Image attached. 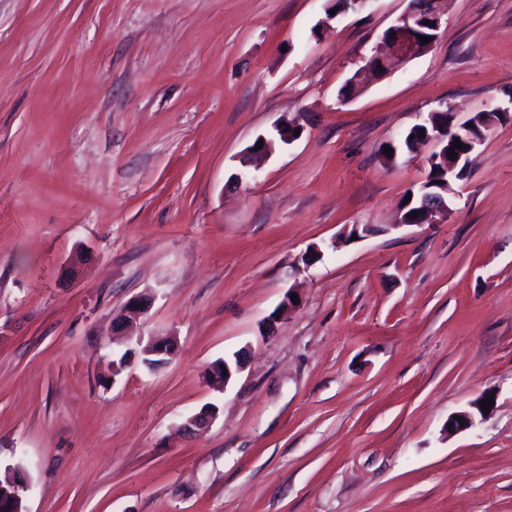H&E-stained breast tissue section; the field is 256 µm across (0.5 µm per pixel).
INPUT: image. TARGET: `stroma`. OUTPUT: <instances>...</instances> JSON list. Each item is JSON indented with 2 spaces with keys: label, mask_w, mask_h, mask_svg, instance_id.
<instances>
[{
  "label": "stroma",
  "mask_w": 512,
  "mask_h": 512,
  "mask_svg": "<svg viewBox=\"0 0 512 512\" xmlns=\"http://www.w3.org/2000/svg\"><path fill=\"white\" fill-rule=\"evenodd\" d=\"M326 4L0 0V479L27 473L26 512H512V0H440L432 48L347 101L408 0ZM495 106L447 220L400 224L433 149L407 131ZM146 291L141 334L178 351L113 374ZM258 141L263 142L262 149L255 150V147L257 146ZM274 138H267L265 136H259L254 143L247 149L245 152H243L239 156V165H240V173L236 175L237 180H240L242 178V175H247L252 178H255L256 175L251 170V167L253 166V159L255 155L259 154H268L267 151L272 150L274 145ZM150 307V299L140 295L128 300L123 313L112 320V336H122L131 319L144 315ZM221 365H224L226 371H223ZM244 365V355H236L234 360H222L215 364H213L210 368H208L205 372L206 378L210 380L219 381L224 384V389L227 387L228 383L234 378L237 374H239ZM224 372H227V375H224Z\"/></svg>",
  "instance_id": "35a3bbf8"
}]
</instances>
